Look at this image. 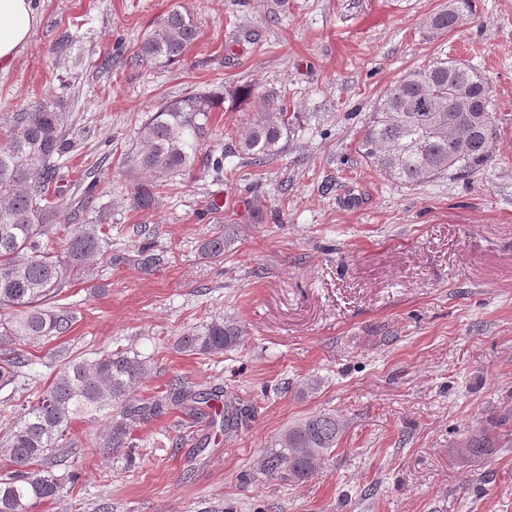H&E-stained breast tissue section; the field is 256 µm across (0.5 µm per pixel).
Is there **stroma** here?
<instances>
[{"mask_svg": "<svg viewBox=\"0 0 512 512\" xmlns=\"http://www.w3.org/2000/svg\"><path fill=\"white\" fill-rule=\"evenodd\" d=\"M447 4L36 0L39 25L0 69V129L49 96L72 113L59 221L110 224L112 258L75 280L68 333L24 344L26 384L47 387L59 353L119 348L150 362L133 402L178 378L251 411L228 434L175 409L149 417L128 455L98 447L107 412L75 422L77 479L38 512H512V0H475L429 35ZM174 9L200 30L184 59L132 64ZM446 57L491 85L493 156L466 178L392 180L357 152L367 118L405 71ZM245 85L286 91L298 120L283 154L263 167L231 156L216 175L207 154L251 116L222 105L193 168L134 208L142 121L187 92ZM227 225L230 250L204 257L203 238ZM217 316L241 328L236 347L176 349ZM317 413L343 426L317 474L266 479L271 442ZM477 428L497 448L458 455ZM451 9L444 8L434 13L426 22L427 28L436 34L453 31L464 16L473 14L474 0H453Z\"/></svg>", "mask_w": 512, "mask_h": 512, "instance_id": "obj_1", "label": "stroma"}]
</instances>
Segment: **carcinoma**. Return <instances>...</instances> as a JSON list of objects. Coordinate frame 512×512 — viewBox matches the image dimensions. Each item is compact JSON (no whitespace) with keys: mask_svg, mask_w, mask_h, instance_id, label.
I'll list each match as a JSON object with an SVG mask.
<instances>
[{"mask_svg":"<svg viewBox=\"0 0 512 512\" xmlns=\"http://www.w3.org/2000/svg\"><path fill=\"white\" fill-rule=\"evenodd\" d=\"M474 10V0H454L451 9L434 13L426 22L436 34L453 31ZM199 37L197 23L188 13L173 10L157 22L140 44L133 60L169 64L184 58ZM240 100L252 105L246 129L229 137L230 152L210 156L208 166L224 173L227 154L242 155L263 165L281 154L297 113L288 111L283 95L260 94L248 87ZM224 97L192 91L166 101L139 128L141 150L130 159L142 182L136 184L135 202L152 206L157 183L191 169L205 137L210 113ZM492 90L488 80L470 66L440 60L407 71L371 113L357 144L360 156L388 177L422 183L450 170L468 177L493 155ZM71 115L54 102H43L21 112L0 137V389L17 383L28 359L24 341L67 333L74 312L61 307L72 287L71 273L93 274L98 261L110 256L107 224L58 223L61 199L50 191L62 181L58 161L73 147ZM226 227L205 238L202 252L220 258L234 242ZM240 328L215 317L201 328L181 336L176 346L194 355L219 356L239 344ZM147 361L125 350H107L92 358H75L59 369L44 389L29 393L11 409L14 421L0 444L5 464L0 467V512H35L59 497L76 474H56L48 466L59 449L72 445L70 429L76 417L94 418L102 409L113 410L108 432L100 444L117 454L136 447V424L164 407L196 410L218 399L217 390L203 391L180 379L168 384L165 394L134 404L131 391L149 373ZM224 430H232L248 410L224 402L214 409ZM342 426L329 413L311 415L288 427L270 445L261 463L269 478L293 481L312 477L321 461L337 445ZM495 437L478 429L458 452L464 456L489 454Z\"/></svg>","mask_w":512,"mask_h":512,"instance_id":"obj_1","label":"carcinoma"}]
</instances>
